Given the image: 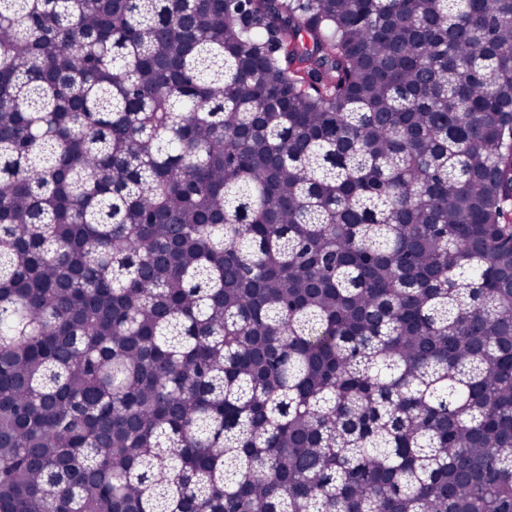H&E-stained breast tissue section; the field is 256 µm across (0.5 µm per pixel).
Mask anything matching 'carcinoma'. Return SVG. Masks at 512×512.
Here are the masks:
<instances>
[{"mask_svg":"<svg viewBox=\"0 0 512 512\" xmlns=\"http://www.w3.org/2000/svg\"><path fill=\"white\" fill-rule=\"evenodd\" d=\"M512 0H0V512H512Z\"/></svg>","mask_w":512,"mask_h":512,"instance_id":"1","label":"carcinoma"}]
</instances>
